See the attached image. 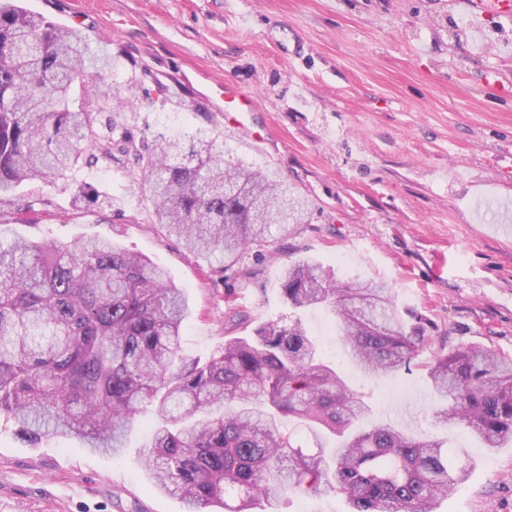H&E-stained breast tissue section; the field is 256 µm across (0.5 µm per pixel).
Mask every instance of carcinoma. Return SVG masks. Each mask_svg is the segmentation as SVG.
I'll return each instance as SVG.
<instances>
[{"mask_svg":"<svg viewBox=\"0 0 512 512\" xmlns=\"http://www.w3.org/2000/svg\"><path fill=\"white\" fill-rule=\"evenodd\" d=\"M0 196L24 182H66L99 209L110 197L81 179L112 160V107L92 105L112 79L106 52L78 28L0 0ZM144 176L153 223L192 251L231 263L270 229L306 222L307 196L270 170L224 159L205 129L123 132ZM294 310L330 307L357 369L376 377L410 365L428 344L391 288L338 283L312 261L283 266ZM188 303L149 259L105 238L0 246V417L31 443L49 435L117 454L152 417L145 462L186 512H252L282 497L340 494L348 512H435L466 481L470 459L400 426L361 427L369 408L325 363L300 319L232 336L208 360L180 361ZM428 376L436 422L488 449L512 444V357L458 346ZM295 419L300 442L282 429Z\"/></svg>","mask_w":512,"mask_h":512,"instance_id":"obj_1","label":"carcinoma"}]
</instances>
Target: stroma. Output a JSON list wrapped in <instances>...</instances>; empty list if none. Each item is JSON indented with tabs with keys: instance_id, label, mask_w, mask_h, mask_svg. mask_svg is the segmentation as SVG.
Returning a JSON list of instances; mask_svg holds the SVG:
<instances>
[{
	"instance_id": "1",
	"label": "stroma",
	"mask_w": 512,
	"mask_h": 512,
	"mask_svg": "<svg viewBox=\"0 0 512 512\" xmlns=\"http://www.w3.org/2000/svg\"><path fill=\"white\" fill-rule=\"evenodd\" d=\"M106 48L137 82L134 135L212 129L225 156L268 168L312 203L308 223L273 230L232 267L191 251L153 224L136 166L112 142V176L84 178L112 205H80L75 187L25 184L0 203V244L103 236L149 258L189 303L181 356L206 359L227 338L301 317L308 336L372 412L407 433L447 441L474 465L436 512H512V446L492 451L435 423L425 367L461 344L512 357V29L454 0H24ZM463 20L460 29L450 20ZM498 84H490V75ZM259 101L255 137L226 127L224 82ZM194 102L195 111L180 108ZM494 196L504 222L484 215ZM39 200L36 211L26 208ZM307 257L341 282H383L400 310L422 317L431 343L409 367L361 374L333 350L336 318L295 314L280 273ZM236 321H229V313ZM146 422L112 456L78 440L23 442L0 419V512H183L145 472Z\"/></svg>"
}]
</instances>
